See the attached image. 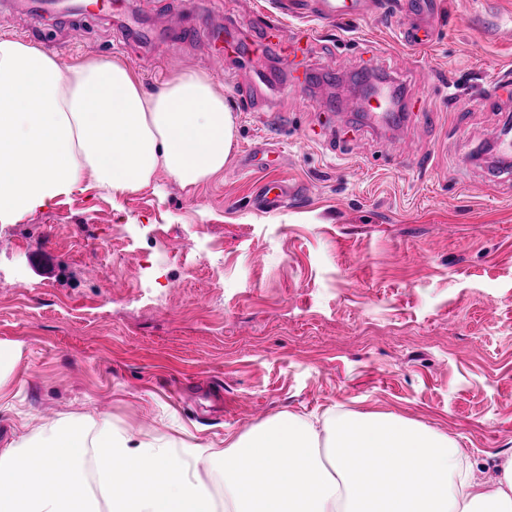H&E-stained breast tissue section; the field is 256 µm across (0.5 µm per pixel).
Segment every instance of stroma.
Listing matches in <instances>:
<instances>
[{
	"label": "stroma",
	"instance_id": "1",
	"mask_svg": "<svg viewBox=\"0 0 512 512\" xmlns=\"http://www.w3.org/2000/svg\"><path fill=\"white\" fill-rule=\"evenodd\" d=\"M392 2L328 25L310 0L201 12L112 0L98 14L79 0L52 13L0 0V40L34 43L63 69L120 61L149 92L173 71H204L236 118L222 177L195 190L162 171L115 196L88 179L0 224V341L24 350L0 448L86 414L163 433L172 411L204 444L340 403L455 437L497 475L512 456V180L460 158L485 151L512 114V0H436L439 29L421 50L400 42ZM258 14L283 41L309 39L310 67L332 56L340 76L374 69L436 124L400 139L333 120L327 85L288 90L280 43L259 67L225 55L224 27L263 42ZM275 178L296 196L256 208L257 185ZM160 233L177 258L156 267ZM43 246L53 257L41 264Z\"/></svg>",
	"mask_w": 512,
	"mask_h": 512
}]
</instances>
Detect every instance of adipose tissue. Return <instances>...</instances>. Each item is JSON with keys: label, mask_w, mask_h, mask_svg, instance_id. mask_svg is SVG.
Listing matches in <instances>:
<instances>
[{"label": "adipose tissue", "mask_w": 512, "mask_h": 512, "mask_svg": "<svg viewBox=\"0 0 512 512\" xmlns=\"http://www.w3.org/2000/svg\"><path fill=\"white\" fill-rule=\"evenodd\" d=\"M236 121L209 74L172 73L155 93L122 63L60 69L0 40V223L50 208L85 177L110 195L165 170L194 188L224 171ZM91 458L108 508L80 472ZM459 443L417 423L333 405L276 416L223 445L63 420L0 449V512H512V458L476 477ZM224 475V497L211 486Z\"/></svg>", "instance_id": "obj_1"}]
</instances>
